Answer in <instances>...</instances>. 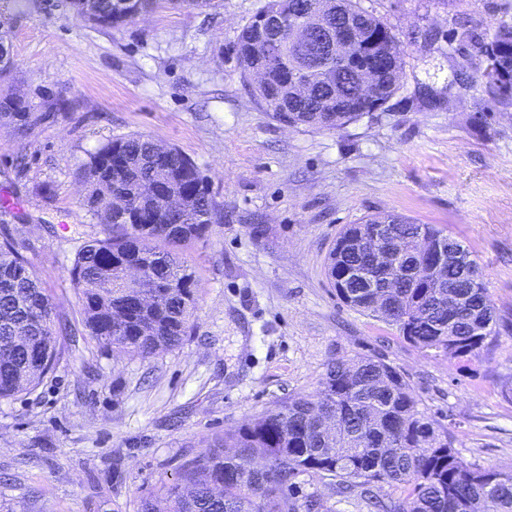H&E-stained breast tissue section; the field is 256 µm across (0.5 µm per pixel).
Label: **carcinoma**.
<instances>
[{
	"label": "carcinoma",
	"instance_id": "1",
	"mask_svg": "<svg viewBox=\"0 0 512 512\" xmlns=\"http://www.w3.org/2000/svg\"><path fill=\"white\" fill-rule=\"evenodd\" d=\"M159 0H96L77 15L112 28L132 21L135 10ZM331 20L359 19L358 61L338 57L320 34L292 24H245L234 43L241 73L264 70L254 94L273 118L292 126L341 129L381 111L402 87L405 61L392 30L360 7L358 0H266L262 13L289 19L310 8ZM494 76L485 83L496 99L512 100V27L481 43ZM375 72L376 100L357 92L355 69ZM32 128L48 118L28 112L10 93L0 96V119ZM151 139L131 134L88 154L79 173L88 185L84 205L103 227V236L84 242L70 269L85 335L102 347L149 358L180 345L197 309L195 272L184 250L222 220L223 208L210 195L191 158L176 147L157 151ZM179 197L174 211L158 212L153 195ZM123 201L126 212L102 208ZM386 215L349 224L328 254L326 275L347 306L379 317L418 348L442 352L466 364L496 335L495 308L480 282L478 265L460 269L448 262V286L425 288L406 266V275L387 299L359 286L345 288L341 275L366 263L350 242ZM390 238L408 261L444 231L399 215ZM147 263L150 274L131 282L126 268ZM56 306L39 274L15 243L0 240V399L35 390L69 353V336L56 330ZM453 324L451 335H440ZM326 473L341 489L389 486L405 496L381 512H512V471L480 469L453 448L448 432L419 408L409 383L393 366L373 359H334L314 391L275 404L224 436V448L207 447L164 493L145 501L143 512H319V503L294 496L298 478Z\"/></svg>",
	"mask_w": 512,
	"mask_h": 512
}]
</instances>
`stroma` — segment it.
<instances>
[{
	"instance_id": "stroma-1",
	"label": "stroma",
	"mask_w": 512,
	"mask_h": 512,
	"mask_svg": "<svg viewBox=\"0 0 512 512\" xmlns=\"http://www.w3.org/2000/svg\"><path fill=\"white\" fill-rule=\"evenodd\" d=\"M264 2L162 0L107 29L70 0H0L5 84L48 115L28 132L0 124V197L18 204L0 206V238L41 273L60 333L74 335L35 391L0 400V512H141L208 442L312 392L339 357L395 367L460 456L512 471V103L481 83L477 45L512 27V0H360L398 37L405 73L384 110L337 130L273 119L244 81L232 45ZM136 133L189 156L224 209L184 253L198 281L188 334L147 359L79 334L68 274L102 231L77 169ZM385 213L437 225L477 260L497 335L471 363L338 299L326 262L339 232ZM299 493L323 512H370L322 473L300 476Z\"/></svg>"
}]
</instances>
